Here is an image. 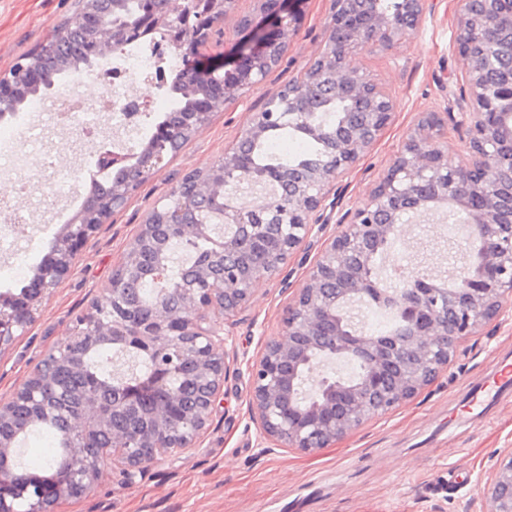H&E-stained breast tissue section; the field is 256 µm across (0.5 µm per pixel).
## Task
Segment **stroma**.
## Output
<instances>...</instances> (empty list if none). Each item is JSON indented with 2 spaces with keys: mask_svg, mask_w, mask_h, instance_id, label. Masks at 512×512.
<instances>
[{
  "mask_svg": "<svg viewBox=\"0 0 512 512\" xmlns=\"http://www.w3.org/2000/svg\"><path fill=\"white\" fill-rule=\"evenodd\" d=\"M331 0H302L296 36L280 62L241 102L225 105L182 153L144 183L101 225L81 250L73 273L43 303L29 332L0 350V399L9 398L44 353L61 342L75 316L103 299L113 268L122 261L148 210L186 172L217 160L246 125L252 109L287 84L322 47ZM77 0H0V73L7 72L52 32L74 20ZM456 0H434L417 35L352 62L387 84L397 104L391 124L359 165L337 185L340 211L363 199L400 151L420 112L446 106L462 85L450 48ZM42 147L71 172L88 166L94 144L45 126ZM89 183L74 180L67 196L52 195L33 179L39 219L26 235L10 237L17 257L35 268L49 252L66 217L82 204ZM383 263L447 269L436 245L444 224L437 215L410 219ZM337 223L302 246L288 265V284L262 281L231 331L223 396L195 447L159 457L135 482L104 467L90 492L64 498L55 512H490L480 487L503 455L512 452V388L480 415L466 413L469 397L498 361L512 357V299L500 317L461 340L447 370L400 407L366 421L334 447L307 456L260 444L251 418V364L279 333L283 312L308 278L319 251L338 234Z\"/></svg>",
  "mask_w": 512,
  "mask_h": 512,
  "instance_id": "obj_1",
  "label": "stroma"
}]
</instances>
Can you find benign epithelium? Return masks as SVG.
<instances>
[{
    "label": "benign epithelium",
    "mask_w": 512,
    "mask_h": 512,
    "mask_svg": "<svg viewBox=\"0 0 512 512\" xmlns=\"http://www.w3.org/2000/svg\"><path fill=\"white\" fill-rule=\"evenodd\" d=\"M302 0H253L237 18L233 54L202 52L223 37L224 19L239 0H82L75 20L46 38L34 63L0 75V106L29 89L54 87L44 61L59 57L80 36L76 56L96 66L118 59L148 35L160 34L187 65L172 73V89L195 99L193 108L168 114L138 152L96 151L94 168L126 177L90 195L62 226L51 251L37 265L21 295H0V349L11 346L35 322L43 302L74 270L80 247L123 208L138 188L198 136L231 100H244L281 60L297 31ZM334 0L323 47L299 78L266 99L224 156L187 173L153 205L105 288L106 303L77 317L67 338L51 347L39 368L6 401L0 400V456L17 452L18 436L48 416V395L59 387L55 367L82 372L85 360L63 353L78 342L109 344L134 365L106 385L121 395L108 402L94 392H74L71 412L78 437H70L68 469L76 480L54 479L40 488L28 512H51L73 484L88 492L101 464L112 463L131 483L158 457L193 448L204 434L227 374L224 326L250 302L260 280L281 279L315 227L330 223L336 182L354 170L391 123L394 101L387 87L352 64L357 51H373L415 35L426 0ZM276 18L270 29L266 18ZM512 22V0H457L452 40L464 83L456 109L421 113L404 150L384 170L367 198L338 220L342 227L320 251L305 284L282 317L278 335L265 342L251 368V413L260 437L279 447L315 454L335 445L364 422L401 406L433 383L459 341L500 316L512 295V66L496 59L492 36ZM347 98L348 109L332 129L299 111L304 100ZM295 125L325 149L324 160L296 172L253 169L248 142L274 125ZM465 132L469 159L448 164V130ZM405 213L466 216L465 266L452 280L425 270L402 272L396 288L374 276L378 250L407 233ZM186 238L208 243L206 254L187 260L180 280L162 289L144 310L130 291L147 276L141 254L158 255ZM378 302L402 316L396 333L367 335L352 312L356 301ZM358 362L353 382L324 377L309 384L317 355ZM149 363L153 389L133 385L138 363ZM189 360L194 376L176 386L168 379ZM492 512H512V453L482 488Z\"/></svg>",
    "instance_id": "7a95c632"
}]
</instances>
